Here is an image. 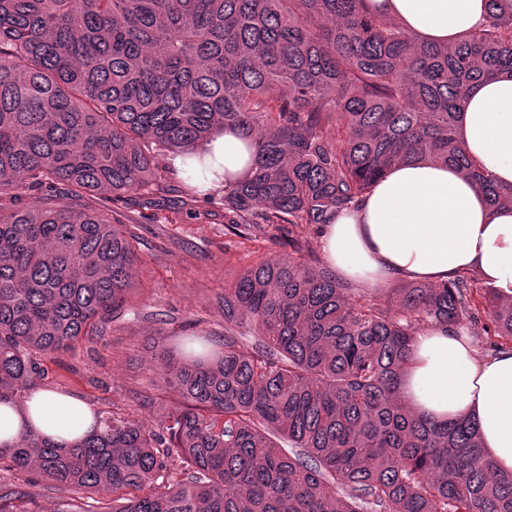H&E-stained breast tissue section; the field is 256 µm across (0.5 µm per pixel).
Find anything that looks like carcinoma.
<instances>
[{
    "mask_svg": "<svg viewBox=\"0 0 512 512\" xmlns=\"http://www.w3.org/2000/svg\"><path fill=\"white\" fill-rule=\"evenodd\" d=\"M512 71V11L422 42L367 0H0V404L22 409L45 368L127 310L139 237L113 204L160 202L224 129L255 149L224 177V224H264L290 251L224 286V342L188 336L155 364L171 396L157 419L94 412L63 446L36 432L0 444V469L95 512H512L475 423L403 401L420 331L481 304L512 342V299L474 272L365 301L316 259L322 234L391 167H458L494 207L455 134L475 84ZM39 190V204L25 203ZM250 333L248 351L239 336ZM0 482L1 503L25 497Z\"/></svg>",
    "mask_w": 512,
    "mask_h": 512,
    "instance_id": "1",
    "label": "carcinoma"
}]
</instances>
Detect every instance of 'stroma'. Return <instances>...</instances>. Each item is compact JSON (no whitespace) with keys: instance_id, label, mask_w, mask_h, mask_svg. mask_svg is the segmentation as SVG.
<instances>
[{"instance_id":"stroma-1","label":"stroma","mask_w":512,"mask_h":512,"mask_svg":"<svg viewBox=\"0 0 512 512\" xmlns=\"http://www.w3.org/2000/svg\"><path fill=\"white\" fill-rule=\"evenodd\" d=\"M223 197L220 187L198 196L194 212L214 215L207 223L194 219V213L132 198L124 213L126 223L139 227V295L102 335L43 358L47 375L42 389L72 396L95 410L159 413L167 401L154 374L159 346L186 323L223 339L217 299L225 283L253 262L281 251L267 227L254 228L247 239L229 233L217 213Z\"/></svg>"}]
</instances>
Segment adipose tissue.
I'll return each mask as SVG.
<instances>
[{
  "label": "adipose tissue",
  "instance_id": "ef3b65f1",
  "mask_svg": "<svg viewBox=\"0 0 512 512\" xmlns=\"http://www.w3.org/2000/svg\"><path fill=\"white\" fill-rule=\"evenodd\" d=\"M369 7L423 41L452 45L483 23L488 0H369ZM457 132L484 174L512 184L511 72L471 91ZM208 147V180L247 173L251 155L240 132L226 130ZM321 249L339 277L366 286L444 283L474 271L512 297V209L491 207L458 168L425 158L392 167L358 208L339 213ZM411 358L401 385L411 410L474 420L487 460L512 472V346L481 359L463 328H433L416 337ZM27 404V417L0 404V443L33 430L65 444L92 429V409L71 396L37 389Z\"/></svg>",
  "mask_w": 512,
  "mask_h": 512
}]
</instances>
